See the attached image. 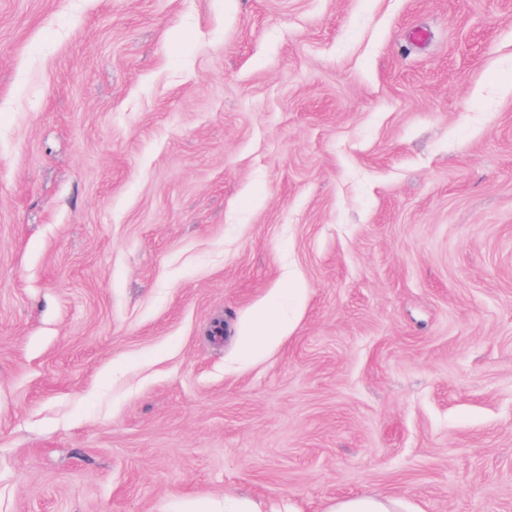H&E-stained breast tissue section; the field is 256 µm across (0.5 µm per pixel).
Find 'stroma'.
I'll use <instances>...</instances> for the list:
<instances>
[{"label":"stroma","mask_w":512,"mask_h":512,"mask_svg":"<svg viewBox=\"0 0 512 512\" xmlns=\"http://www.w3.org/2000/svg\"><path fill=\"white\" fill-rule=\"evenodd\" d=\"M355 495L512 512V0H0V512ZM285 327L286 321L277 306L261 308L254 317L246 349L255 351L274 342Z\"/></svg>","instance_id":"35a3bbf8"}]
</instances>
